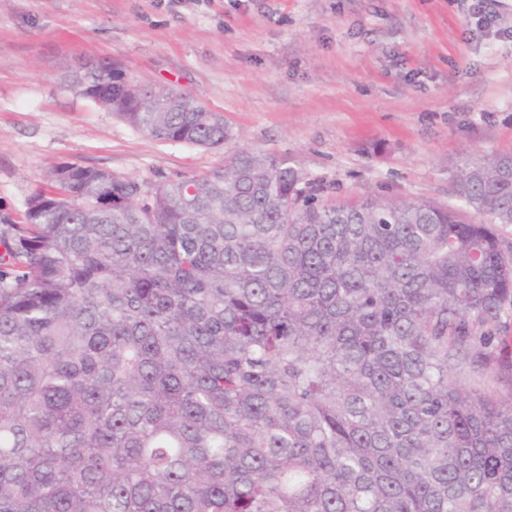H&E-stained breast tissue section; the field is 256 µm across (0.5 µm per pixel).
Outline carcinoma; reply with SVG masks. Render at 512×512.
Listing matches in <instances>:
<instances>
[{"label": "carcinoma", "instance_id": "1", "mask_svg": "<svg viewBox=\"0 0 512 512\" xmlns=\"http://www.w3.org/2000/svg\"><path fill=\"white\" fill-rule=\"evenodd\" d=\"M68 85L163 142L231 138L112 61ZM511 167L457 170L478 222L249 150L51 168L0 229V512H512Z\"/></svg>", "mask_w": 512, "mask_h": 512}]
</instances>
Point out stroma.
Returning a JSON list of instances; mask_svg holds the SVG:
<instances>
[{
	"label": "stroma",
	"instance_id": "35a3bbf8",
	"mask_svg": "<svg viewBox=\"0 0 512 512\" xmlns=\"http://www.w3.org/2000/svg\"><path fill=\"white\" fill-rule=\"evenodd\" d=\"M0 0V227L70 162L140 179L204 174L246 149L340 200L459 207L456 169L512 154V0ZM117 62L223 113V147L162 142L70 90Z\"/></svg>",
	"mask_w": 512,
	"mask_h": 512
}]
</instances>
